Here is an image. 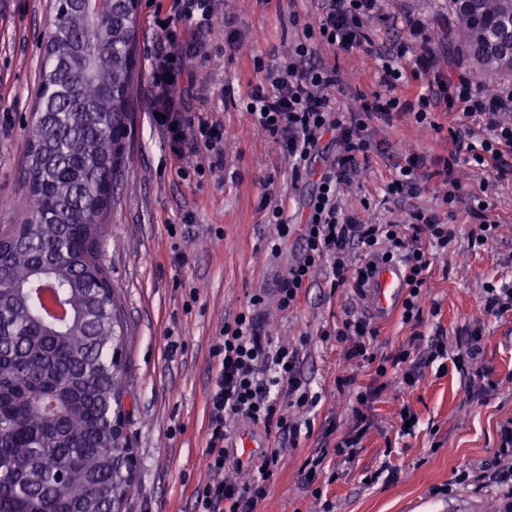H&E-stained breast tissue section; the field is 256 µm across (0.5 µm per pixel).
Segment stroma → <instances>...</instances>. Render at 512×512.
Returning a JSON list of instances; mask_svg holds the SVG:
<instances>
[{"label":"stroma","mask_w":512,"mask_h":512,"mask_svg":"<svg viewBox=\"0 0 512 512\" xmlns=\"http://www.w3.org/2000/svg\"><path fill=\"white\" fill-rule=\"evenodd\" d=\"M54 0H0V225L21 223L28 203L21 170L52 27ZM175 0H140L137 35L138 84L131 101L134 123L127 139L128 163L112 186L114 203L102 247L124 326L122 382L125 433L137 459L122 512H194V491L214 480L206 466L208 393L217 368L210 349L225 320L252 295H263L256 313L274 341L302 342L300 369L314 406L290 408L301 425L295 442H282L263 425L238 419L228 426L227 446L241 431L264 437L266 447H282V461L267 482L266 496L253 512H448L467 501L483 512H506L504 488L481 490L456 483L460 470L480 475L495 459L499 429L512 419V311L499 317L483 310L486 284L512 282V181L458 163L455 176L488 205L489 219L501 222L498 239L461 254L431 255L424 311L418 325L399 315L376 321L377 355L392 356L411 336L439 338L448 345L444 366L430 364L412 391L391 384L374 399L372 426L344 463L336 445L354 425L356 395L368 387L374 369L348 355L334 332L347 310L367 315L362 297L331 287L315 272L297 308L284 311L277 288L288 269V252H272L277 235L267 221L265 198L280 205L289 225L301 224L322 169L293 180L282 141L258 128L248 112L225 107L224 96L246 97L261 81L251 62L260 55L286 56L301 38L304 24L316 23L320 0H216L209 25L193 30L190 60L178 79L183 112L192 123L224 127V163L204 174L181 176L165 131L151 117L153 47L161 35L158 20L170 17ZM372 48L340 51L322 47L340 77L335 96L341 108H355L379 92L371 51L385 49L398 32H411L412 50L403 65L418 68L416 47L428 43L436 70L470 73L455 63L443 32L448 0H384L368 23ZM233 31L237 48L226 47ZM464 103L435 112L432 125L412 115L375 118L369 127L374 151L341 195L350 209L369 217L405 219L421 207L442 212L446 190L438 179L422 181L416 197L391 207L384 186L410 150L447 157L448 132L463 117ZM483 333L482 370L491 386L471 398L468 376L455 360L472 329ZM410 406L419 422L401 432L396 413ZM380 477L373 484L364 478ZM450 485L446 496L432 490Z\"/></svg>","instance_id":"stroma-1"}]
</instances>
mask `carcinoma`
I'll use <instances>...</instances> for the list:
<instances>
[{"label": "carcinoma", "mask_w": 512, "mask_h": 512, "mask_svg": "<svg viewBox=\"0 0 512 512\" xmlns=\"http://www.w3.org/2000/svg\"><path fill=\"white\" fill-rule=\"evenodd\" d=\"M448 0V39L481 77L512 74V0ZM137 8L57 0L29 132L30 215L0 226V512H119L124 332L98 243L123 172Z\"/></svg>", "instance_id": "cac0c4a2"}]
</instances>
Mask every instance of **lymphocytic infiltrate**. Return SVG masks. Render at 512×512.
<instances>
[{"instance_id": "lymphocytic-infiltrate-1", "label": "lymphocytic infiltrate", "mask_w": 512, "mask_h": 512, "mask_svg": "<svg viewBox=\"0 0 512 512\" xmlns=\"http://www.w3.org/2000/svg\"><path fill=\"white\" fill-rule=\"evenodd\" d=\"M213 5L214 0H185L181 11L168 19L154 50L150 73L157 91L154 122L166 130L170 149L179 157L185 156L187 146L210 148L224 141L223 133L210 125L199 126L197 133L187 135L188 121L181 114L177 87L188 62L183 45L189 29L209 23ZM378 9V0H323L318 25L304 26L303 37L286 62L268 66L262 57L254 58L255 69L264 77L252 86L244 107L257 127L284 142L293 177L306 172L324 136H332L336 143V154L321 173L318 193L305 216L302 253L289 266L278 290L280 308H296L306 283L322 268L328 272L332 287L360 288L365 267L378 255L402 263L405 269L407 291L401 320L407 324L420 320L423 313L430 248L445 252L457 246L456 230L435 213L420 209L410 212L404 224L368 223L344 206L341 186L370 159L373 143L368 127L374 118L409 112L416 122L424 123L437 108L449 109L455 102H464L468 113L484 116V135H476L467 123L458 122L451 131L452 148L441 166L431 168L425 154H408L393 182L387 185L385 198L401 202L417 194L422 178H440L448 186L442 201L449 214H456L463 205L473 219L467 233L468 249L496 239L498 222L486 220L481 203L467 200L452 174L457 162L463 160L495 172L497 178L512 177V87L485 96L469 77L433 70L428 58L430 49L425 46L418 57L427 83L425 92L409 98L396 96V88L408 81L400 62L409 45L399 38L386 51L373 55L381 93L359 108L341 109L334 95L338 70L320 60L319 50L328 46L349 51L372 44L364 20ZM262 301L261 295H254L250 308L225 322L210 350L218 370L208 399L206 460L208 469L220 474L221 479L197 489L195 512H252L266 494L261 484L225 478L230 463V450L224 444L228 420L246 419L292 437L297 427L287 410L308 403L307 383L298 367L300 351L276 344L264 334L254 311ZM375 334V328L362 317H347L336 330L337 340L350 344L352 356L375 363L376 377H387L389 368H401V382L410 389L426 365L447 354L442 341L425 346L416 336L393 357L380 358L371 351Z\"/></svg>"}]
</instances>
